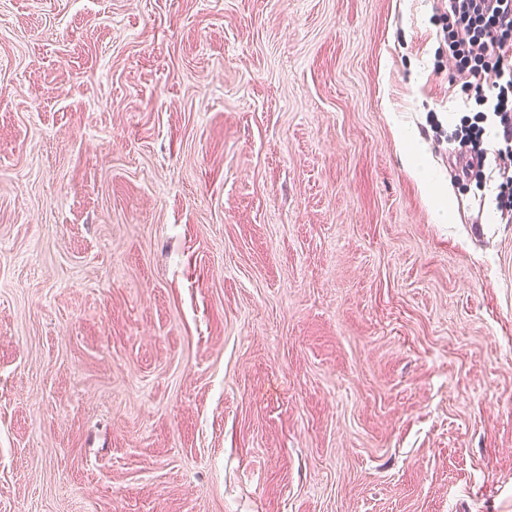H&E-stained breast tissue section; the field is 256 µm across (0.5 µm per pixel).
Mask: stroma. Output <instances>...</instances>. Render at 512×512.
<instances>
[{
  "label": "stroma",
  "instance_id": "obj_1",
  "mask_svg": "<svg viewBox=\"0 0 512 512\" xmlns=\"http://www.w3.org/2000/svg\"><path fill=\"white\" fill-rule=\"evenodd\" d=\"M441 28L0 0V512H512V206ZM470 127L463 124L456 128L451 134L452 143H457L453 150L456 154V161L459 164L461 172L465 177L482 178L489 149L482 147L483 135L486 133L484 127ZM476 160V165L474 164Z\"/></svg>",
  "mask_w": 512,
  "mask_h": 512
}]
</instances>
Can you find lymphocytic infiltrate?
I'll use <instances>...</instances> for the list:
<instances>
[{
	"label": "lymphocytic infiltrate",
	"instance_id": "1",
	"mask_svg": "<svg viewBox=\"0 0 512 512\" xmlns=\"http://www.w3.org/2000/svg\"><path fill=\"white\" fill-rule=\"evenodd\" d=\"M443 41L462 89L491 116L496 145H483L484 128L455 129L463 176L482 177L488 158L512 157V0H441Z\"/></svg>",
	"mask_w": 512,
	"mask_h": 512
}]
</instances>
